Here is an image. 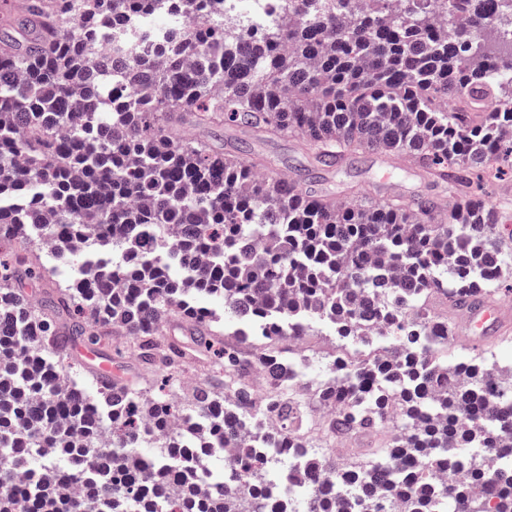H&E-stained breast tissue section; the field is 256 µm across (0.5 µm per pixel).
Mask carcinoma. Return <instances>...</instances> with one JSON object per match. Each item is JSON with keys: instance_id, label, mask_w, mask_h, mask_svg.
Returning a JSON list of instances; mask_svg holds the SVG:
<instances>
[{"instance_id": "obj_1", "label": "carcinoma", "mask_w": 512, "mask_h": 512, "mask_svg": "<svg viewBox=\"0 0 512 512\" xmlns=\"http://www.w3.org/2000/svg\"><path fill=\"white\" fill-rule=\"evenodd\" d=\"M27 0L20 37L0 53V243L34 238L81 264L82 277L31 302L37 257L0 252V512H276L274 475L300 434L337 440L370 432L366 462L315 459L305 472L306 512H512V470L494 471L462 448L512 439V379L470 362L454 374L430 344L440 323L473 298L493 301L512 279L500 212L471 195L486 171L512 167V0H279L275 25L224 37V0ZM112 50L98 56L97 34ZM158 43L156 54L141 47ZM136 95L117 100L113 79ZM244 134L298 136L313 167L346 166L372 150L461 196L344 201L316 177L284 178L197 139L174 142L184 117ZM175 260L182 274L170 273ZM256 326L229 340L218 316ZM448 306L445 316L433 301ZM217 374L193 409L166 392L187 358L166 336L172 315ZM368 342L376 325L394 357L331 364L315 417L297 390L300 363L281 345L307 321ZM102 326L130 354L165 373L154 394L98 383V411L44 357ZM270 389L254 398L252 374ZM205 418L237 452L208 488L181 486L178 456L193 447L171 431ZM267 431L274 452L256 457L245 430ZM157 449L144 456L138 449ZM70 458L66 494L39 470L42 449ZM146 464L127 469L123 459Z\"/></svg>"}]
</instances>
